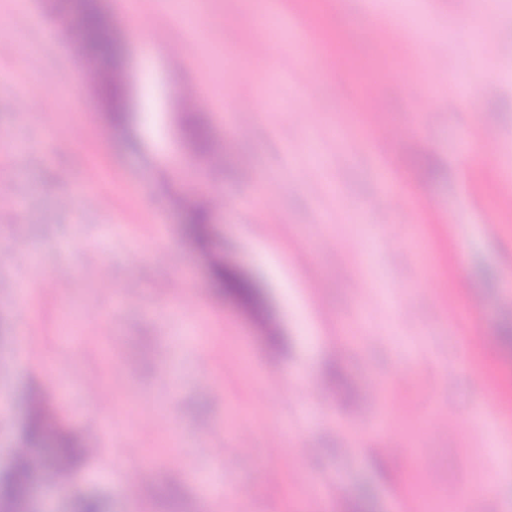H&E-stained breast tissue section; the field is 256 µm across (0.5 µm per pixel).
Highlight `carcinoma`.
I'll list each match as a JSON object with an SVG mask.
<instances>
[{"mask_svg": "<svg viewBox=\"0 0 512 512\" xmlns=\"http://www.w3.org/2000/svg\"><path fill=\"white\" fill-rule=\"evenodd\" d=\"M81 40L76 54L83 61L89 81L102 99H112L117 91L115 77L101 66V62L121 50L112 40L110 25L98 10L80 12ZM186 121L185 135L198 150L207 154L217 152V144L205 123L196 115L192 92L183 93ZM210 207L191 206L188 221L195 236L204 240L209 236ZM218 281L225 291L235 297L254 295L253 285L216 266ZM92 453V449L77 437L64 433L49 415L43 399L30 398L24 419L23 434L14 449L11 467L0 475V497L7 502L8 512H32L34 490L47 480L66 485L75 476V469Z\"/></svg>", "mask_w": 512, "mask_h": 512, "instance_id": "cac0c4a2", "label": "carcinoma"}]
</instances>
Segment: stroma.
<instances>
[{"label":"stroma","instance_id":"obj_1","mask_svg":"<svg viewBox=\"0 0 512 512\" xmlns=\"http://www.w3.org/2000/svg\"><path fill=\"white\" fill-rule=\"evenodd\" d=\"M125 2L116 127L77 0H0V473L37 393L94 453L34 512H512V0ZM186 121L185 135L188 141L198 150L207 154H216L217 144L211 137L205 123L196 115V106L191 91L183 93ZM210 207L205 204L191 206L188 212V221L192 224V231L199 240L209 236ZM229 266L234 267L224 259V266L218 265L215 267L217 279L224 286L225 291L233 297H252L254 295L253 285L249 281L238 278L231 272H225L224 267Z\"/></svg>","mask_w":512,"mask_h":512}]
</instances>
